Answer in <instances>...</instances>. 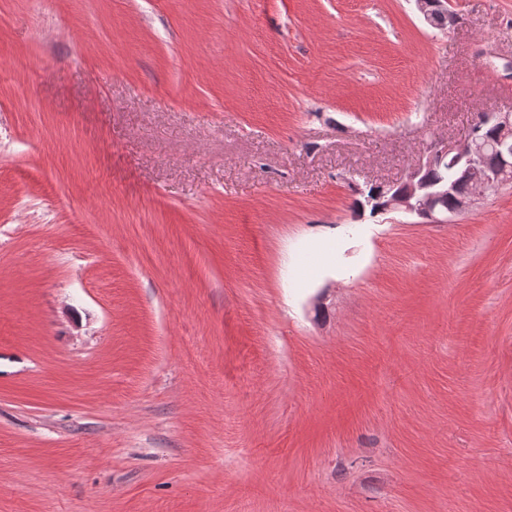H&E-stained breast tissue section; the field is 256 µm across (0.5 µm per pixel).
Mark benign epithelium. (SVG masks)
<instances>
[{"label":"benign epithelium","mask_w":512,"mask_h":512,"mask_svg":"<svg viewBox=\"0 0 512 512\" xmlns=\"http://www.w3.org/2000/svg\"><path fill=\"white\" fill-rule=\"evenodd\" d=\"M418 11L430 26L444 16L447 28L456 22L457 17L446 12L443 0H415ZM478 121L494 127L498 139L489 140L478 130H471L462 142H434L427 151L425 160L416 164L402 182V191L391 194L390 185H381L385 193L386 211H404L421 218L436 221L438 215L457 214L474 204L477 196L487 190L512 182V165L505 162L494 170L483 166V158L497 146L512 137L511 112H482ZM454 169V176L447 183L431 184L424 174L443 160Z\"/></svg>","instance_id":"obj_1"}]
</instances>
